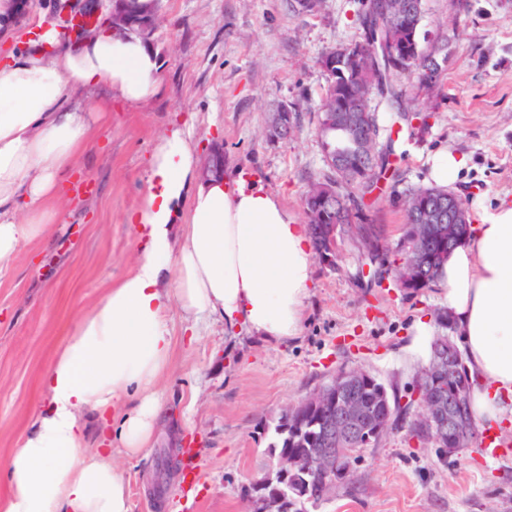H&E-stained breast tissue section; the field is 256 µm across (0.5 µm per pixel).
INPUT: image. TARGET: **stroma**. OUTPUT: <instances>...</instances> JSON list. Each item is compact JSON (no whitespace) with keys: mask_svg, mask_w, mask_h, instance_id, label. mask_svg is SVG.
Segmentation results:
<instances>
[{"mask_svg":"<svg viewBox=\"0 0 512 512\" xmlns=\"http://www.w3.org/2000/svg\"><path fill=\"white\" fill-rule=\"evenodd\" d=\"M291 0H162L149 42L160 55L163 90L142 106L112 101L106 86L70 104L93 111L87 147L61 174L54 206L62 219L46 238L21 245L0 275V504L10 494L3 466L45 401L42 378L80 316L133 269L140 242L126 215L147 190L149 158L162 135L192 131L198 157L224 146V172H258L267 191L303 215L312 183L328 174L318 106L326 51L359 40L358 0H323L297 14ZM421 49L444 55L434 87L408 91L418 120L401 122L393 178L380 180L365 213L390 249L403 234L405 190L432 186L431 159L466 160L449 191L469 208L512 203V0H423ZM298 119L285 140L267 137L270 112ZM359 242L344 237L335 269L315 267L302 332L274 345L171 310L173 353L156 390L164 406L143 458L115 456L129 482L131 512H246V493L270 466L269 444L284 409L341 369L361 368L407 402L427 365L443 294H415L391 279L367 281ZM431 333L418 336L415 322ZM419 409L361 449L351 481L313 512H512V457L483 460L479 442L441 454L416 436ZM194 451L189 501L176 497L181 468L167 455Z\"/></svg>","mask_w":512,"mask_h":512,"instance_id":"obj_1","label":"stroma"}]
</instances>
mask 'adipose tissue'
Instances as JSON below:
<instances>
[{
	"label": "adipose tissue",
	"instance_id": "adipose-tissue-1",
	"mask_svg": "<svg viewBox=\"0 0 512 512\" xmlns=\"http://www.w3.org/2000/svg\"><path fill=\"white\" fill-rule=\"evenodd\" d=\"M17 40L0 65V269L59 218L47 207L61 192L57 174L91 129L90 113L66 99L103 84L137 106L161 87L159 55L134 32L74 43L42 22ZM146 180L126 217L143 240L135 269L81 315L47 368L46 402L5 462L12 492L0 512H131L110 444L137 458L155 439L171 306L185 320L218 315L272 343L301 333L314 273L308 225L257 176L203 179L181 130L159 140ZM438 282L473 379V422L492 425L512 410V205L479 214Z\"/></svg>",
	"mask_w": 512,
	"mask_h": 512
}]
</instances>
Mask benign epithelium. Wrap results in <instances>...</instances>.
Segmentation results:
<instances>
[{
  "instance_id": "1",
  "label": "benign epithelium",
  "mask_w": 512,
  "mask_h": 512,
  "mask_svg": "<svg viewBox=\"0 0 512 512\" xmlns=\"http://www.w3.org/2000/svg\"><path fill=\"white\" fill-rule=\"evenodd\" d=\"M414 16L421 17V7L414 0L391 2L390 17L396 24L404 26ZM48 19L64 31L69 29L73 20H83L74 29L73 36L77 39L103 26L119 31H136L146 37L155 27L157 14L135 16L126 8V0H49ZM371 43L377 48L378 58L388 62L395 70L402 69L420 52L417 47L406 49L394 30L383 27L379 21L374 26ZM319 64L331 80L344 75L346 71L358 78L366 69L365 58L358 51L352 53L332 49L322 55ZM330 110L328 123L339 126L358 142L363 159H372L369 142L359 139L361 128L372 120L363 98L352 92L332 101ZM293 124V112L282 106L269 115L268 135L273 139H286ZM324 153L330 171L351 177V168L343 151L333 150L326 145ZM202 174L206 177L224 174L223 145L216 144L209 151L202 165ZM342 187L343 182L334 178L322 182L307 194L303 201L305 209L313 215L321 207L336 205V201L343 199ZM416 211L418 223L428 226L430 238L451 241L455 236V225L466 223L465 213L452 192L446 198H438L435 204L421 202ZM346 228L345 224L323 226L324 241L319 245V250L315 251L323 267H335L338 241L343 238ZM445 375L454 380L451 396H446L442 391L432 394L426 418L432 441L436 447L448 453L453 426L451 418L447 416L446 406L451 402L464 408L468 385L460 350L449 338L436 341L432 360L419 376V382L431 380L437 385ZM367 378L369 373L363 369H341L297 405L283 412L280 423L292 428L294 437L302 443L310 438L309 428L295 423L293 416L303 411L322 412L321 423L325 427L328 445L324 448H290L273 453L269 469L255 481L256 488L262 489V492L247 499V512H307V505L315 503V499L310 496L306 476H322L329 484L336 483L341 476H349L350 468L345 466L343 460L344 449L336 447V441L347 438L369 447L391 430V423L387 421L373 426L366 424L367 406L355 388Z\"/></svg>"
}]
</instances>
